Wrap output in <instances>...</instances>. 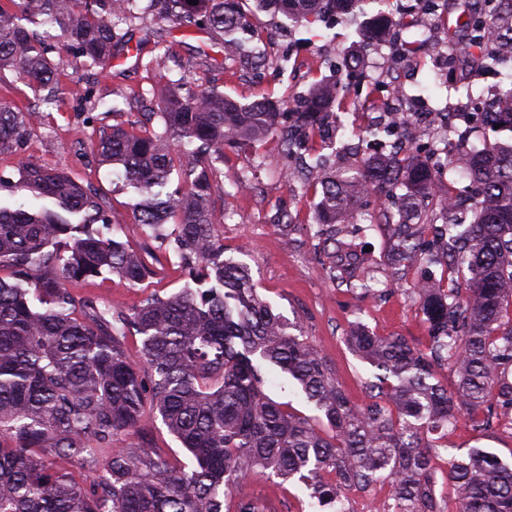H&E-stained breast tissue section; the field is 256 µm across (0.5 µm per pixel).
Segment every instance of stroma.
I'll return each mask as SVG.
<instances>
[{
  "label": "stroma",
  "instance_id": "1",
  "mask_svg": "<svg viewBox=\"0 0 512 512\" xmlns=\"http://www.w3.org/2000/svg\"><path fill=\"white\" fill-rule=\"evenodd\" d=\"M470 3L471 0H448L447 17L438 24L443 42L455 49L447 64H439L427 47H421L410 61L412 82L424 87L429 104L463 116L469 112L467 99L486 105L497 89L512 86V59L502 63L498 71L488 72L465 57L466 36L457 28L456 18L466 15ZM243 10L250 27L262 30L265 40L277 44L261 67L228 62L222 72L216 73L218 89L243 103L262 96L296 102L314 83L334 76L340 58L356 41L352 31L339 26L328 29L320 25L310 32L288 31L277 18L256 11L251 0H245ZM129 36L132 43L140 45V56L147 60L165 51L185 62L198 61L204 54L217 59L222 56L218 41L210 34L197 31L185 35L166 22L135 24ZM136 59L131 56L111 67L82 73L77 90L91 86L103 91L148 87L149 75L137 65ZM365 62L363 74L344 83L345 105L336 112V147L342 151L358 143V131L367 124L374 104L383 103L391 92L383 55L366 54ZM73 105V99L68 97L52 108L46 124L31 135L27 157L76 172L84 171L92 163L89 150L80 146L84 134L72 112ZM285 166L278 142L273 138L242 151L227 150L225 186L216 192L213 209V220L224 237V256L249 267L257 293L275 312L304 327L339 385L354 403L362 404L367 400L365 382L372 379L374 370L352 355L343 338L359 322L380 336H404L422 342L421 314L409 290L422 271L416 267L403 268L402 287L385 291L395 243L379 223V214L386 209L387 202L384 196L374 194L363 203L353 223L344 225L340 235L357 255L362 275L374 290L365 294L361 289L331 280L326 273L328 260L322 250L319 227L312 219L310 199L300 182L284 183L281 172ZM243 174L251 182L247 192L233 187ZM94 184L108 198L120 221L122 240L135 248L146 245L145 233L133 222L132 196L119 173L109 166L98 168ZM156 255L160 264L155 278L135 286L117 278L99 281L84 288V296L102 308H132L152 295L166 297L178 291L187 277L174 245L161 243ZM265 392L275 401L290 403L301 415L318 414L301 387L278 368H271ZM137 434L146 447L160 450L180 464L191 465V456L161 419L144 420ZM454 448L462 454L478 448L508 466L512 464V430H481L469 420L460 419L448 432L447 450L433 459L436 472L445 470ZM242 490L266 501L271 512H318L306 487L295 482L254 478Z\"/></svg>",
  "mask_w": 512,
  "mask_h": 512
}]
</instances>
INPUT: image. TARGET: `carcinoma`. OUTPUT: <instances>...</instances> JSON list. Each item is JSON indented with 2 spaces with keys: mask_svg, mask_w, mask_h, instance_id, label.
I'll use <instances>...</instances> for the list:
<instances>
[{
  "mask_svg": "<svg viewBox=\"0 0 512 512\" xmlns=\"http://www.w3.org/2000/svg\"><path fill=\"white\" fill-rule=\"evenodd\" d=\"M0 5V77L9 71L36 94L20 107L0 99V158L16 159L15 177L0 176V512H263L239 492L258 476L297 481L328 512H350L345 493L389 486L380 512H438L433 457L448 447V425L463 416L487 427L512 426V141L465 150L466 177L479 188L472 223L436 224L427 201L456 197L441 178L453 169L448 139L434 160L410 147L376 151L336 168L314 138L333 118L342 84L311 86L283 126L284 104L266 97L240 103L218 88L184 87L169 57L151 58V89L109 91L129 103L152 95L146 121L111 120L119 104L87 89L75 100L92 129L90 153L119 169L133 191V221L156 238L174 240L191 282L169 297L124 311L99 308L71 287L117 276L133 285L157 274L153 253L105 234L117 229L107 201L90 183L23 155L33 131L86 67L106 66L129 50L126 27L152 14L183 33L209 29L224 59L251 53L243 40L242 0H8ZM257 9L308 28L329 15L370 39L396 23L365 17L361 0H255ZM490 13L462 27L483 66L499 62L484 30ZM63 48L72 72L51 56ZM158 120L152 125V120ZM276 136L290 159L322 172L305 192L318 198L314 220L325 227L331 278L360 279L356 256L336 239V224L378 187L406 190L397 213L384 212L411 266L442 264L444 281L414 284L424 343L377 336L357 323L345 337L362 362L378 370L370 402L353 403L305 336L252 287L247 266L224 259L212 201L223 184L224 150ZM174 219L173 230L164 225ZM142 338L141 362L125 346ZM290 375L322 413L299 414L264 392L263 366ZM457 377L448 392L439 370ZM158 415L191 454L177 467L155 450L132 444L111 453L101 490H88L59 462L95 461L98 451ZM443 480L455 512H512V467L475 448L448 459Z\"/></svg>",
  "mask_w": 512,
  "mask_h": 512,
  "instance_id": "1",
  "label": "carcinoma"
}]
</instances>
